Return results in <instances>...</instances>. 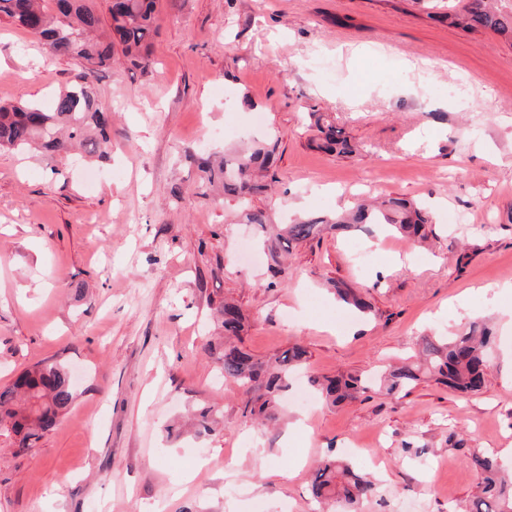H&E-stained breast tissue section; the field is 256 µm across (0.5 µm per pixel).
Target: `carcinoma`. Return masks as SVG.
I'll return each instance as SVG.
<instances>
[{"instance_id":"cac0c4a2","label":"carcinoma","mask_w":512,"mask_h":512,"mask_svg":"<svg viewBox=\"0 0 512 512\" xmlns=\"http://www.w3.org/2000/svg\"><path fill=\"white\" fill-rule=\"evenodd\" d=\"M57 12H46L41 0H0V20L38 36L53 57L79 61L80 71L74 83L60 92L51 111L37 104L0 103V148L24 152L37 149L54 158L76 145L99 159L108 157L112 113L99 102L95 82L112 70L114 46H120L119 62L131 69L147 71L151 66L152 40L157 33L156 0H109L110 23L85 0H56ZM471 31L490 30L512 37V15L505 17L486 6V0H470L464 17ZM318 147L339 154L352 153L349 141L336 127L316 119ZM275 145L257 140L241 149H227L224 159L214 162L188 151L186 158L203 173L201 195L220 187L224 200H233L244 222L259 232L262 244L274 263L289 253L294 243L315 238L324 224L340 231L367 230L384 225L403 236L425 241L433 235L428 219L408 201L389 197L380 205L365 199L331 217L301 216L289 224H275L264 208L251 205L252 198L268 191L262 180L274 161ZM341 302L365 313L370 306L361 293L347 285L335 286ZM220 326L227 337L238 336L244 323L240 309L230 303L219 311ZM491 333L476 325L468 333L451 340L427 338L422 346L423 359H406L381 379L389 394L407 390L424 374L433 375L442 384L462 393L479 391L485 382L486 348ZM224 376L240 386L257 388L260 394L246 403L249 416L269 421L278 419L280 395L288 389L289 375L308 360L305 348L294 345L265 362L254 360L235 345L224 347L220 357ZM310 383L328 406L353 400L368 386L357 375H340ZM74 400L71 371L57 360L37 363L22 372L9 386L0 389V431L19 437L24 452L50 432ZM471 464L480 475L478 492L466 512H512V482L503 478L504 465L494 456L474 453ZM376 484L350 461L334 456L323 458L309 485L312 500L321 505L343 502L350 510L375 495Z\"/></svg>"}]
</instances>
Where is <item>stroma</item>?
Segmentation results:
<instances>
[{
  "instance_id": "obj_1",
  "label": "stroma",
  "mask_w": 512,
  "mask_h": 512,
  "mask_svg": "<svg viewBox=\"0 0 512 512\" xmlns=\"http://www.w3.org/2000/svg\"><path fill=\"white\" fill-rule=\"evenodd\" d=\"M465 0H158L148 71L96 83L112 112L109 158L0 150V386L38 361L79 368L72 407L33 448L0 434V512H314L317 461L357 443L379 487L363 512H458L476 494V452L512 448V42L448 22ZM335 74L311 61L338 47ZM76 60L0 22V102L49 106ZM465 88L467 107L444 95ZM249 107H242V100ZM261 113L278 139L271 195L284 223L359 197L396 196L429 213L428 245L324 231L271 277L251 225L198 193L206 157L250 141ZM353 145L317 146L315 120ZM457 214L461 223L448 221ZM338 281L370 304L350 315ZM246 317L241 345L264 361L308 351L309 376L362 374L416 354L422 337L473 324L496 340L482 390L426 375L409 392L371 387L337 407L282 404L272 426L243 414L207 342L224 302ZM214 431L189 427L200 408ZM183 423L180 436L168 427Z\"/></svg>"
}]
</instances>
